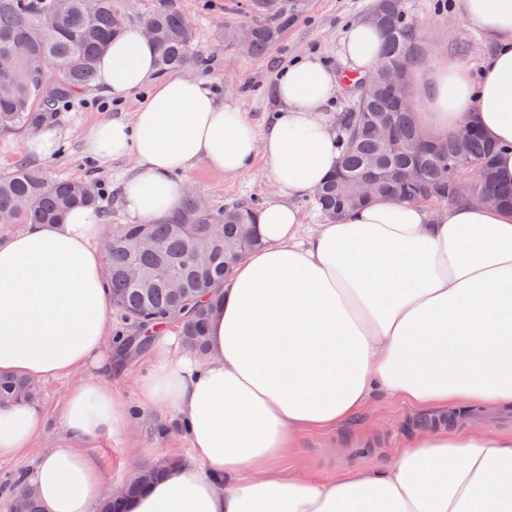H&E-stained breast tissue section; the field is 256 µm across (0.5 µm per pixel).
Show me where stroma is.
<instances>
[{
    "label": "stroma",
    "mask_w": 512,
    "mask_h": 512,
    "mask_svg": "<svg viewBox=\"0 0 512 512\" xmlns=\"http://www.w3.org/2000/svg\"><path fill=\"white\" fill-rule=\"evenodd\" d=\"M176 2L196 30L198 50L208 59L206 65L192 69V76L206 82L217 97L231 96L258 128H266L276 116L272 88L279 71L306 54L319 56L340 78L332 102L334 113L352 106L345 78L353 74L354 68L343 57L340 40L348 24L368 14L373 0H278L288 12V25L261 56L220 43L225 22L248 19L250 0ZM459 4L460 0H407L410 14L424 23L421 42L425 60L445 58L475 70L491 50L492 42L487 33L464 19ZM139 101L136 94L115 101L94 90L76 97L69 106L59 107L52 131L60 150L54 158L39 163L51 176L95 183L113 224L134 221L124 207L122 185L137 174V165L131 159L104 163L90 156L84 150L82 133L106 114L131 118ZM180 177L197 195L217 206L249 198L265 202L277 193L260 158L250 172L242 175L229 176L198 163L181 172ZM149 360V354H142L112 378L136 412L124 435L93 444L91 453L102 463L110 486L131 479L145 468L182 458L185 453L183 433L164 412L138 407L137 380L147 372ZM435 419L434 412L377 396L365 411L335 429L302 433L281 467L315 481L331 480L347 470L381 467L408 447L417 431L432 427ZM59 439V432L50 430L18 457L0 460V512H7L25 470Z\"/></svg>",
    "instance_id": "obj_1"
}]
</instances>
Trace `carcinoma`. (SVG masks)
Segmentation results:
<instances>
[{
  "instance_id": "1",
  "label": "carcinoma",
  "mask_w": 512,
  "mask_h": 512,
  "mask_svg": "<svg viewBox=\"0 0 512 512\" xmlns=\"http://www.w3.org/2000/svg\"><path fill=\"white\" fill-rule=\"evenodd\" d=\"M386 20L382 54L372 68L398 67L409 73L423 51L417 20L409 17L405 0H376ZM248 53L262 55L288 25V14L270 11L267 0H253ZM132 19L127 0H0V133L50 128L57 107L93 89L99 56ZM151 27L163 73H179L187 65L207 62L196 51L194 27L174 5L158 0L144 18ZM338 122L341 178L331 175L315 192V207L334 219L364 204L348 180L369 170L376 173L375 197L425 206L464 203L451 180L481 172L496 197V206L512 210V182L502 181L495 167L497 148L475 133L466 167L456 164L451 136L431 138L443 153L418 141L414 110L395 109L383 79L360 88L354 106ZM76 205L92 206L100 217V194L87 181L53 178L22 162L0 176V224H56ZM258 202L252 199L224 207L201 204L190 192L178 210L155 224H109L103 238L110 270L112 305L138 333L171 320L180 324L184 344L207 349L211 307L204 297L224 293L232 265L261 245L251 230ZM38 384L14 375H0V402L35 401ZM9 512H42L38 499L18 492Z\"/></svg>"
}]
</instances>
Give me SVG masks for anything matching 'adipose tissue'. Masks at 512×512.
I'll use <instances>...</instances> for the list:
<instances>
[{
    "instance_id": "obj_1",
    "label": "adipose tissue",
    "mask_w": 512,
    "mask_h": 512,
    "mask_svg": "<svg viewBox=\"0 0 512 512\" xmlns=\"http://www.w3.org/2000/svg\"><path fill=\"white\" fill-rule=\"evenodd\" d=\"M460 7L496 48L475 73L445 59L413 72L418 125L439 137L471 122L512 181V0ZM382 43L357 21L341 52L363 73ZM156 59L132 24L96 65L105 95L145 93L132 120L104 116L83 135L99 160L137 162L127 211L144 224L170 215L188 192L179 172L197 163L240 175L264 157L279 194L258 214L263 247L234 265L213 306L206 352L167 328L154 341L139 403L183 430L187 459L127 497L125 512H512V432L428 431L391 463L326 482L279 467L299 434L338 427L378 395L424 411L512 407V211L380 200L303 229L292 197L312 193L340 158L336 72L314 55L288 64L262 132L204 81L159 78ZM103 235L97 213L77 207L0 238V372L79 377L58 416L60 444L23 478L42 512H96L105 478L87 447L133 421L112 382L124 361L108 344ZM46 434L36 405L0 406V458Z\"/></svg>"
}]
</instances>
